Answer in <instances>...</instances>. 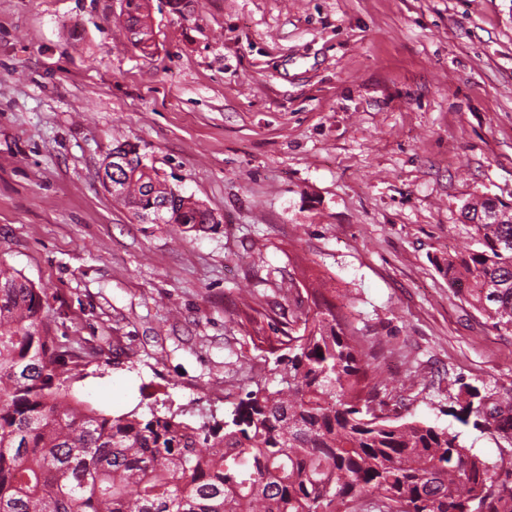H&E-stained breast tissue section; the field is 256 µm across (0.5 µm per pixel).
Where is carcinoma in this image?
Here are the masks:
<instances>
[{
    "label": "carcinoma",
    "mask_w": 512,
    "mask_h": 512,
    "mask_svg": "<svg viewBox=\"0 0 512 512\" xmlns=\"http://www.w3.org/2000/svg\"><path fill=\"white\" fill-rule=\"evenodd\" d=\"M147 8L126 0L125 25L149 54ZM112 151L127 158L114 197L139 217L190 230L214 223L136 144ZM468 206L496 220L474 225L482 249L448 255L441 271L493 328L512 332V207ZM313 304L276 358L278 388L248 391L223 422L111 416L69 395L82 364L52 334L46 289L0 263V512H358L367 498L378 512H512V484L459 434L368 413L377 382L361 341L332 307ZM460 394L459 421L512 431V390Z\"/></svg>",
    "instance_id": "cac0c4a2"
}]
</instances>
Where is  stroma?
Wrapping results in <instances>:
<instances>
[{
  "label": "stroma",
  "mask_w": 512,
  "mask_h": 512,
  "mask_svg": "<svg viewBox=\"0 0 512 512\" xmlns=\"http://www.w3.org/2000/svg\"><path fill=\"white\" fill-rule=\"evenodd\" d=\"M150 25L144 54L125 0H0V262L48 290L72 394L223 419L276 386L322 288L374 344L379 415L512 467L449 413L463 385L512 389V334L439 270L465 202L512 205V0H150ZM124 140L216 230L106 192Z\"/></svg>",
  "instance_id": "obj_1"
}]
</instances>
